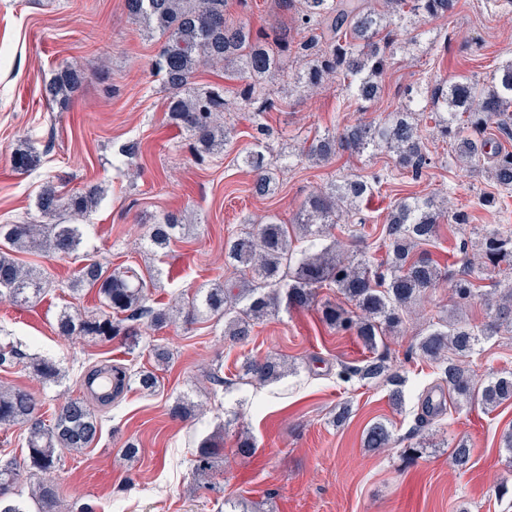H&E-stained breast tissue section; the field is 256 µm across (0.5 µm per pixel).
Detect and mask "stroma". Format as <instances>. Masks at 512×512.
<instances>
[{
	"instance_id": "35a3bbf8",
	"label": "stroma",
	"mask_w": 512,
	"mask_h": 512,
	"mask_svg": "<svg viewBox=\"0 0 512 512\" xmlns=\"http://www.w3.org/2000/svg\"><path fill=\"white\" fill-rule=\"evenodd\" d=\"M159 47L129 17L124 0H0V224L36 216L46 181L72 190L101 185L105 195L88 218L87 251L114 267L160 270L153 290L160 304L231 278L224 264L228 237L270 216L294 223L310 194L345 175L391 174L379 193L358 205L367 219L361 247L378 261L387 251L383 218L403 197H428L444 209L466 211L474 225H512V206L477 204L494 189L488 168L476 170L449 156L448 143L429 120L421 129L434 162L417 178L396 173L387 152L342 151L321 166L296 159L304 140L315 134L385 117L417 91L446 79L483 78L512 59V0H457L447 18L404 27L381 79L383 91L367 106L351 98L339 79L312 96L283 88L281 109L268 118L266 144L293 163L279 171L275 192L264 198L252 194L253 174L241 159L254 146L248 122L236 121L233 151L204 162L170 125L166 91L151 68ZM62 65L87 76L64 104L44 94ZM129 143L139 146L131 162L120 154ZM30 144L39 155L37 167L15 170L14 152ZM169 212L182 214L190 231L166 253L147 252L149 224ZM22 260L50 272L53 285L32 304L0 303V329L26 355L52 357L64 377L46 386L17 364L0 367V385L31 391L49 415L65 399L82 395L90 366L134 370L147 364V354L129 353L117 341L58 336L59 309L93 307L95 293L78 300L69 294L66 284L77 262L44 252ZM423 326V320L408 319L403 332L378 348L391 371L406 380L398 409L389 402L386 383L339 378L341 366L363 365L371 353L355 335L322 323L314 310L278 307L243 345L225 340L211 321L160 330L174 359L158 390L145 395L131 386L112 406L99 409V440L82 452L64 453L62 467L52 473L62 512H78L85 503L96 512H217L225 501L235 512H512V458L501 442L512 429V402L490 413L449 403L441 416L422 421L425 394H441L433 368L413 349ZM267 355L287 360L293 373L273 385L243 375L244 358ZM469 363L479 380L512 372V338L485 342ZM217 366L224 373L221 386L207 377ZM183 395L203 406L195 422L169 415ZM344 405L350 417L334 425ZM378 420L392 425L394 441L384 450L363 445L365 428ZM219 427L227 462L218 469L214 493L195 481L192 453ZM245 435L257 444L247 456L235 452ZM463 437L473 448L464 472L451 460L454 443ZM129 440L140 448L131 461L123 452ZM503 486L509 489L504 497L498 493Z\"/></svg>"
}]
</instances>
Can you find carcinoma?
Returning <instances> with one entry per match:
<instances>
[{
	"label": "carcinoma",
	"mask_w": 512,
	"mask_h": 512,
	"mask_svg": "<svg viewBox=\"0 0 512 512\" xmlns=\"http://www.w3.org/2000/svg\"><path fill=\"white\" fill-rule=\"evenodd\" d=\"M227 6L228 0H125L130 16L148 32L157 31L165 38L152 66L162 74L168 92V119L188 136L198 160L233 148L234 126L224 120L232 106L251 114L255 149L246 153L244 161L255 172L252 194L264 197L273 191L282 160L263 147L270 132L266 114L280 111L278 99L264 83L280 75L288 55L305 61L304 69L296 75L301 91L312 92L325 79L335 76L347 82L356 100L367 103L380 93L396 32L415 18L447 16L454 8V0H381L377 6L369 0H278V8L291 14L295 29L311 33L308 40L299 43L286 31L276 34L270 42L246 23H228ZM204 67H220L225 76L240 84L233 89L199 87L195 78ZM85 79V74L61 67L45 93L67 101ZM425 112L430 113L439 133L448 139L451 151L470 166H480L488 154L493 157L491 177L499 190L496 196H483L484 206L493 207L512 192V151L497 146L485 151L491 143L486 137L491 125L512 131V61L496 67L482 82L464 79L439 83L431 93L401 106L388 123L359 121L344 126L337 134L318 135L305 143L301 157L329 163L341 150L358 156L387 151L395 156L397 168L416 174L430 164L419 127V116ZM37 160V152L31 146L17 151L12 162L25 172ZM381 182L379 176L371 182L343 177L309 197L296 223L282 224L270 217L229 238L224 242V264L241 270L245 279L199 288L192 296L180 298L174 311L150 304L151 288L155 287L160 270L141 273L132 267L112 269L88 259L67 288L76 294L87 288L96 291L100 306L92 311L61 308L57 314L58 335L100 342L119 339L134 349L142 339L143 325L158 331L180 320L186 323L206 317L224 322V335L234 343H243L251 335L252 326L275 311L283 297L287 308H315L323 323L355 334L364 346L374 350L383 337L404 325L426 294L448 281V270L427 251L416 250L418 245L440 236L445 218V211L429 199L406 197L391 207L382 228L390 247V260L384 269L364 254L344 256L334 247L323 245L332 235L340 213H352L357 203L369 197ZM99 201L95 187L71 192L48 181L37 198L40 219L0 224V301L21 306L45 293L50 281L23 266L16 255L42 251L61 258L79 255L86 247V225L82 221ZM182 229L180 219L169 214L149 225L146 238L159 253L180 237ZM477 235L478 263H466L467 272L454 281L452 300L465 305L481 299L488 310V320L480 325L454 317L432 322L417 335L416 349L434 368L440 386L447 387L449 396L493 410L512 401V373L479 385L465 359L476 353L482 340L503 332L512 335V278L495 283L490 290L479 284L489 268L512 272V229L500 224L483 225ZM322 288L337 289L343 300L319 298ZM148 348L153 368L135 372L123 366L112 368L115 389L102 403L112 402L132 383L147 394L156 392L157 371L170 366L173 353L161 343L150 342ZM22 362L46 385L61 379L54 360H26L17 345L0 342L1 367ZM243 369L245 375L269 384L285 374L284 361L271 355L248 358ZM339 376L347 380H383L392 386L391 404H402L404 380L390 372L383 357L361 366H344ZM39 410L40 401L29 390H0V427L20 426L26 432L23 462L0 465V512H57L58 489L38 482L30 486L25 499L23 477L51 472L60 464L63 451L88 448L101 432L100 419L87 399H67L48 421L41 418ZM199 411L200 406L187 397L177 399L169 408L170 416L183 422L196 419ZM365 442L376 450L388 448L392 432L385 423L374 422L365 432ZM471 457L468 442L454 444L455 466L467 467ZM222 461L224 434L211 433L198 443L193 473L207 477Z\"/></svg>",
	"instance_id": "carcinoma-1"
}]
</instances>
